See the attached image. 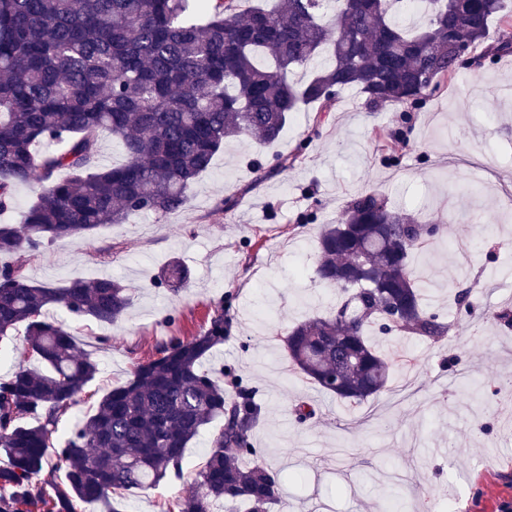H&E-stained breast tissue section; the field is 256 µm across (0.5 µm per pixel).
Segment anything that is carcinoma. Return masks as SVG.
Segmentation results:
<instances>
[{"mask_svg": "<svg viewBox=\"0 0 512 512\" xmlns=\"http://www.w3.org/2000/svg\"><path fill=\"white\" fill-rule=\"evenodd\" d=\"M416 2L424 16L406 25L397 12L411 0H334L327 21L326 0H278L272 10L243 9L241 0H0V213L13 207L17 185L41 188L19 223L0 224V254L182 211L225 141L274 144L304 106L331 111L336 89L372 104L421 103L478 61L455 58L457 41L474 49L492 25L512 26V0ZM325 49L306 82L292 80ZM508 53L512 36L502 33L483 57ZM106 133L126 155L110 168L99 165ZM433 245L381 194L353 198L344 221L317 236L316 278L343 298L286 331L291 367L352 406L386 391L390 367L368 327L396 306L402 317L390 328L404 336L438 343L453 329L426 308L412 269ZM159 279L177 292L190 274L173 261ZM130 302L129 288L110 278L55 287L32 282L19 260L0 266V335L24 326L25 355L48 369L20 365L0 377V512H78L82 504L122 512L117 500L181 473L185 449L216 420L178 512H213L218 502L269 512L282 495L278 474L253 459L261 408L237 381L236 397H227L224 370L204 369L230 326L222 301L204 331L137 364L59 439L60 421L99 364L47 307L107 326ZM47 467L65 469V482L41 481Z\"/></svg>", "mask_w": 512, "mask_h": 512, "instance_id": "1", "label": "carcinoma"}]
</instances>
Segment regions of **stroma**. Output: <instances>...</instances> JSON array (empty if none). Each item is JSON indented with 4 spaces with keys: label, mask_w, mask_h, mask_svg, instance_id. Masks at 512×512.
<instances>
[{
    "label": "stroma",
    "mask_w": 512,
    "mask_h": 512,
    "mask_svg": "<svg viewBox=\"0 0 512 512\" xmlns=\"http://www.w3.org/2000/svg\"><path fill=\"white\" fill-rule=\"evenodd\" d=\"M506 86L512 55L484 61L407 113L344 92L334 111L293 114L273 145L226 142L183 211L27 254L25 271L39 284L109 276L131 288L130 307L111 326L47 310L99 363L60 434L157 346L203 330L221 303L231 329L208 364L240 379L261 406L252 443L290 504L271 512H380L389 499L407 512H512V329L472 326L476 313L512 307V206L502 193L512 185V94L498 93ZM291 154L294 165L279 168ZM372 191L439 228L436 254L413 268L429 310L454 328L440 345L372 332L380 348L411 354L414 364L393 367L387 390L353 407L294 372L281 337L340 301L341 291L314 275L316 237ZM228 197L234 207H220ZM175 259L191 276L177 293L156 282ZM458 291L468 292L470 309L455 306ZM303 398L318 412L301 423L294 406ZM191 490L188 478L167 479L127 508L166 512Z\"/></svg>",
    "instance_id": "obj_1"
}]
</instances>
